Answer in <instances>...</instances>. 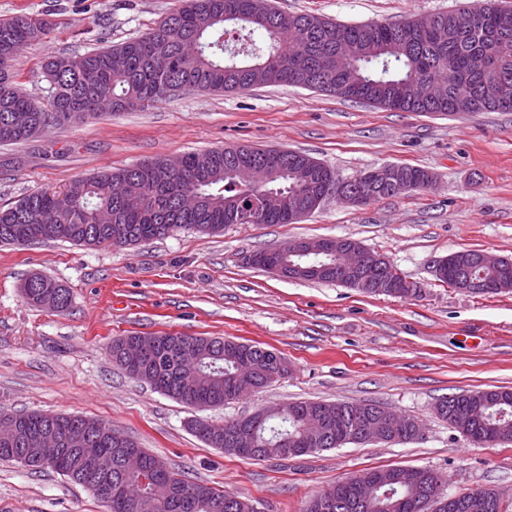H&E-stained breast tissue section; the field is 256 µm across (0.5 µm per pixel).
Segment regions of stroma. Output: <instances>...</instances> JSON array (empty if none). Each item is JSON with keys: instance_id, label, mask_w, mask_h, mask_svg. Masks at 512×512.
I'll list each match as a JSON object with an SVG mask.
<instances>
[{"instance_id": "obj_1", "label": "stroma", "mask_w": 512, "mask_h": 512, "mask_svg": "<svg viewBox=\"0 0 512 512\" xmlns=\"http://www.w3.org/2000/svg\"><path fill=\"white\" fill-rule=\"evenodd\" d=\"M286 13L337 23L398 22L484 0H272ZM178 0H0V19L51 23L14 70L45 101L42 64L137 37ZM294 150L340 177L386 164L420 167L425 190L353 207L329 198L294 224L182 230L125 247L65 241L0 246V407L95 418L130 435L193 480L254 500L258 512H303L336 481L376 468L439 471L454 493L496 488L512 512V444L474 447L439 419L441 397L512 388V294L475 296L437 281L433 264L462 249L512 258V112H393L314 89L254 86L192 92L142 111L100 112L0 145V205L89 174L159 155L235 145ZM349 238L387 257L418 296H370L336 283L289 279L250 255L291 240ZM49 276L71 293L56 313L28 304L21 285ZM179 332L223 336L281 353L285 378L219 409L164 396L112 364L114 337ZM300 399L379 402L414 418L418 441L348 444L286 460H243L208 447L190 420L237 418ZM0 512H108L51 469L0 461Z\"/></svg>"}]
</instances>
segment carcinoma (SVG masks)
<instances>
[{
    "instance_id": "carcinoma-1",
    "label": "carcinoma",
    "mask_w": 512,
    "mask_h": 512,
    "mask_svg": "<svg viewBox=\"0 0 512 512\" xmlns=\"http://www.w3.org/2000/svg\"><path fill=\"white\" fill-rule=\"evenodd\" d=\"M485 23L457 31L448 29L454 12L436 14L437 22L425 32H410L399 23L340 24L311 14H287L263 0H181L157 25L117 45L84 54L53 57L45 62L50 79L47 103L23 91L14 71L16 57L45 38L49 26L41 19L18 15L0 19V144H16L36 137L37 129L51 123L65 126L83 121L107 108L136 111L152 103L192 91L224 92L254 85H291L335 94L355 102L392 111L442 113L512 112V105L497 104L500 81H512V8L499 3L481 7ZM248 32L249 47L228 49L224 35ZM490 66L471 70L476 57ZM265 159L264 149L224 147L203 155L183 156V167L171 173L163 156L126 168L104 170L75 181L66 193L49 189L33 192L0 207V243L25 245L68 241L83 246H125L165 237L181 229L216 233L233 223L247 201L240 169ZM311 157L288 150L281 158L283 173L269 184L282 198L281 209L267 216L268 224L288 223V196L300 192V175ZM474 249L454 252L456 264L472 278L489 286L487 295L512 290V260L494 269L472 264ZM27 303L58 313L67 311L70 294L56 280L33 274L22 285ZM157 346L140 372L126 371L157 391L195 408L214 409L231 402L229 387L240 355L224 348L225 338L189 336L186 342L202 353L193 375L182 374L174 345L154 336ZM256 363L252 376L260 388L272 379L265 373L269 349L244 344ZM474 431L465 432L479 447L512 442V390L502 388L454 395ZM329 402H285L281 412L252 427L257 449L241 454L224 443L198 435L206 445L247 460L287 458L302 436L305 418L318 415ZM341 413L331 418L319 449L354 444L346 428L357 420L358 404L340 402ZM17 437L0 444V460L19 461L20 449L32 447V436L52 428L60 436L67 468L55 472L88 489L83 479L84 448L116 451L132 448L143 461L157 457L129 436L114 429L98 432L99 421L71 414L37 411L15 414ZM80 429L86 446L69 441ZM402 467L364 472L343 479L333 488L335 502L328 508L305 512H502L492 488L473 493H448L449 505H422L429 484L444 482L441 473L414 469L411 484L397 482ZM112 479L122 480L126 495L142 503V512H257L252 500L232 496L202 481H188L171 470L164 473L159 491L126 470L120 457L112 461Z\"/></svg>"
}]
</instances>
